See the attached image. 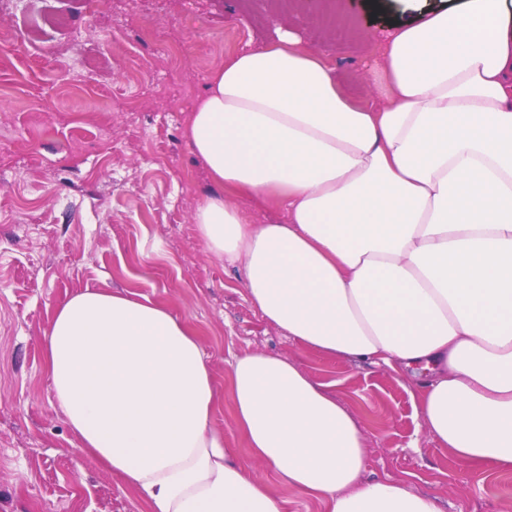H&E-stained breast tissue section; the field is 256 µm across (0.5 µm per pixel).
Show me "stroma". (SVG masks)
Here are the masks:
<instances>
[{"label": "stroma", "instance_id": "stroma-1", "mask_svg": "<svg viewBox=\"0 0 512 512\" xmlns=\"http://www.w3.org/2000/svg\"><path fill=\"white\" fill-rule=\"evenodd\" d=\"M64 16L40 62L21 53L24 15ZM401 0H165L109 16L84 0H14L0 9V512H144L141 496L84 453L52 402L45 336L57 309L97 288L167 304L193 326L221 399L228 447L242 443L228 394L234 355L267 351L333 385L365 435L364 476L437 497L442 512H512V474L457 460L425 429L408 381L302 347L252 305L240 271L207 252L193 221L216 191L186 138L187 118L231 56L294 31L324 54L355 102H371L365 44L414 19ZM113 29L145 55L165 30L175 55L141 72L100 56ZM240 462L284 502L325 512L248 455Z\"/></svg>", "mask_w": 512, "mask_h": 512}]
</instances>
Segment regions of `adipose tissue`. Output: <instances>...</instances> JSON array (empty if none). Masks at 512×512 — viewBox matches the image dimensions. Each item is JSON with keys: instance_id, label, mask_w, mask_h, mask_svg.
I'll use <instances>...</instances> for the list:
<instances>
[{"instance_id": "1", "label": "adipose tissue", "mask_w": 512, "mask_h": 512, "mask_svg": "<svg viewBox=\"0 0 512 512\" xmlns=\"http://www.w3.org/2000/svg\"><path fill=\"white\" fill-rule=\"evenodd\" d=\"M374 46L367 107L289 31L216 69L186 123L218 188L194 222L268 323L410 379L442 447L512 473V11L465 0ZM241 196L284 222L255 223ZM45 362L82 447L149 512H283L214 426L208 359L168 306L77 293ZM230 394L249 454L329 512H440L364 480L358 419L295 361L235 356Z\"/></svg>"}]
</instances>
